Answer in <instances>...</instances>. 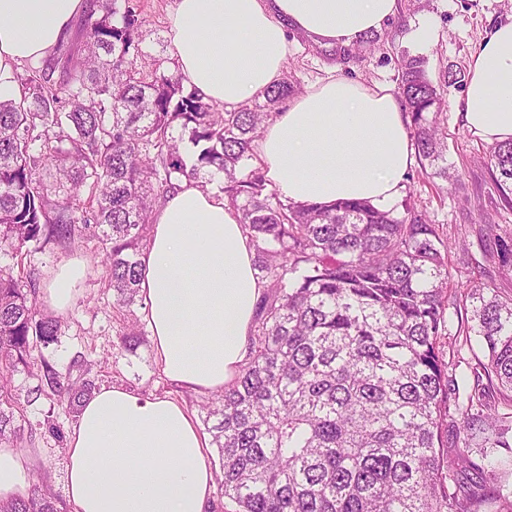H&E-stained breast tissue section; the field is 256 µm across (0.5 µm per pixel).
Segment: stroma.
<instances>
[{
  "label": "stroma",
  "instance_id": "35a3bbf8",
  "mask_svg": "<svg viewBox=\"0 0 512 512\" xmlns=\"http://www.w3.org/2000/svg\"><path fill=\"white\" fill-rule=\"evenodd\" d=\"M144 18V51L168 56L166 37L174 0H134ZM512 21V0H398V10L376 32V40L351 57L336 46L297 38L285 64L300 89H308L330 73L367 86L397 88L402 55L422 56L431 79L443 70L455 78L440 85L444 106L440 116L448 128V161L456 166V186L437 189L422 174L420 166L408 170L403 181L418 207L426 210L452 243L449 269L454 280H474L512 297V275L504 274L498 260L496 237L512 230V209L505 206L491 176L488 146L461 125L459 111L464 101L463 77L482 40L496 25ZM431 28L429 38L416 42L413 33L420 24ZM75 256L85 261L86 276L69 312L62 316V333L45 355L63 371L79 356L94 361L97 384L118 385L142 395L164 393L181 400L195 422L206 416L208 398L169 383L155 358L151 338L136 350L124 348L119 330L124 321L114 308L111 289L97 244L82 243L72 250L56 245L33 254L31 261L40 274V287H47L50 272L62 258Z\"/></svg>",
  "mask_w": 512,
  "mask_h": 512
}]
</instances>
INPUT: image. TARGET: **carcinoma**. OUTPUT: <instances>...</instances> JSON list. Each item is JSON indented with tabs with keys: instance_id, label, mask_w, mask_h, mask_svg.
<instances>
[{
	"instance_id": "obj_1",
	"label": "carcinoma",
	"mask_w": 512,
	"mask_h": 512,
	"mask_svg": "<svg viewBox=\"0 0 512 512\" xmlns=\"http://www.w3.org/2000/svg\"><path fill=\"white\" fill-rule=\"evenodd\" d=\"M133 0H88L71 41L14 73L0 101V442L63 441L56 419L21 428L27 407L54 397L78 412L93 364L59 372L43 350L61 320L37 309L30 257L50 243L90 239L104 252L120 308L142 302L140 259L155 211L184 179L217 185L248 231L268 282L249 356L204 424L218 448L217 480L236 512H512L504 462L512 434V297L450 283L448 240L426 212L367 201L292 203L252 168L254 144L293 92L283 77L263 101L222 111L142 51ZM399 90L427 177L455 183L442 98L421 56L403 57ZM198 147L186 164L181 144ZM489 163L512 207V142ZM512 272V236L498 237ZM479 337L486 360L442 348L447 310ZM37 368L22 401L12 377ZM496 387L501 413L480 388ZM0 512H58L47 478Z\"/></svg>"
}]
</instances>
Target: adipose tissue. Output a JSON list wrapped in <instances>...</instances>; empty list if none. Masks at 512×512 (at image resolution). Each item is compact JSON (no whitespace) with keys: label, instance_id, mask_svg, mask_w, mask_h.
Instances as JSON below:
<instances>
[{"label":"adipose tissue","instance_id":"1","mask_svg":"<svg viewBox=\"0 0 512 512\" xmlns=\"http://www.w3.org/2000/svg\"><path fill=\"white\" fill-rule=\"evenodd\" d=\"M85 0H0V100L18 67L48 59ZM397 0H176L167 37L177 71L205 100L239 107L277 84L293 34L349 47L394 15ZM463 126L486 144L512 140V22L473 55ZM256 151L271 186L295 203L391 204L415 158L404 110L383 86L332 76L293 97ZM238 214L182 180L154 215L141 258L144 317L172 384L219 394L245 363L265 288ZM84 260L55 266L41 301L65 315ZM65 493L73 512H211L215 474L194 419L166 395L95 389L67 436ZM41 455L0 443V501L28 497Z\"/></svg>","mask_w":512,"mask_h":512}]
</instances>
